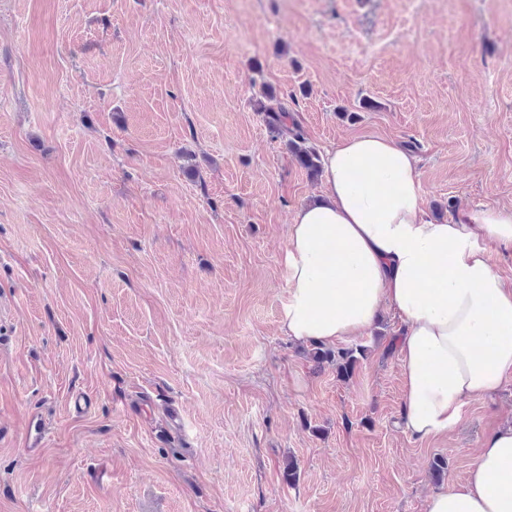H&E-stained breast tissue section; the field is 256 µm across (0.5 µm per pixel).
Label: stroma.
<instances>
[{
	"label": "stroma",
	"mask_w": 512,
	"mask_h": 512,
	"mask_svg": "<svg viewBox=\"0 0 512 512\" xmlns=\"http://www.w3.org/2000/svg\"><path fill=\"white\" fill-rule=\"evenodd\" d=\"M281 111L408 146L431 218L512 209V0H0V512H427L512 422L510 379L398 429L390 313L346 378L281 333L323 190ZM272 124L273 133L277 135L292 134L293 140L288 142L289 151L311 174H317L321 169V159L312 148L303 143V136L300 130L295 125H292L290 128L284 123H279L277 119H272ZM46 433V423L42 417L36 414L31 415L26 423L23 450L29 452L42 448Z\"/></svg>",
	"instance_id": "1"
}]
</instances>
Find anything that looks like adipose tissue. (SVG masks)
Segmentation results:
<instances>
[{
    "mask_svg": "<svg viewBox=\"0 0 512 512\" xmlns=\"http://www.w3.org/2000/svg\"><path fill=\"white\" fill-rule=\"evenodd\" d=\"M492 243L512 246V209L431 219L412 153L379 135L344 138L326 152L322 197L289 226L280 330L347 341L391 311L403 324L400 425L417 439L446 433L512 377V285ZM428 512H512V425L484 441L464 482L430 495Z\"/></svg>",
    "mask_w": 512,
    "mask_h": 512,
    "instance_id": "1",
    "label": "adipose tissue"
}]
</instances>
